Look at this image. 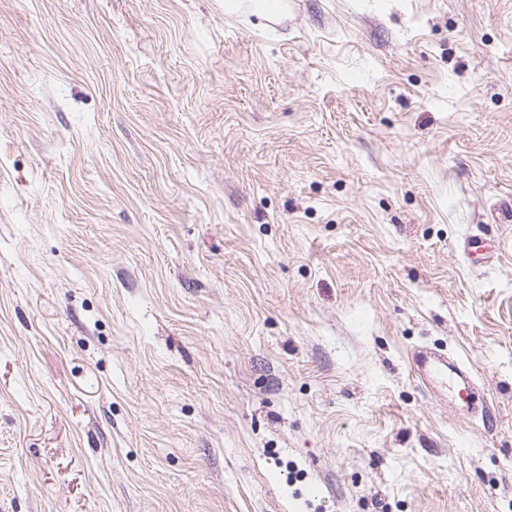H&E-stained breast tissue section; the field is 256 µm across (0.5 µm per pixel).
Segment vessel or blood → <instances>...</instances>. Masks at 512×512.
<instances>
[{
  "mask_svg": "<svg viewBox=\"0 0 512 512\" xmlns=\"http://www.w3.org/2000/svg\"><path fill=\"white\" fill-rule=\"evenodd\" d=\"M412 360L415 374L425 387L432 391L449 389L460 409H472L476 386L471 370L463 363L429 348L415 350Z\"/></svg>",
  "mask_w": 512,
  "mask_h": 512,
  "instance_id": "b4317fda",
  "label": "vessel or blood"
}]
</instances>
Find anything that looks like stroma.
<instances>
[{
	"mask_svg": "<svg viewBox=\"0 0 512 512\" xmlns=\"http://www.w3.org/2000/svg\"><path fill=\"white\" fill-rule=\"evenodd\" d=\"M287 3L0 0V512H512V0ZM412 360L415 374L425 387L432 391L449 388L460 409H472L476 386L471 370L463 363L429 348L415 350Z\"/></svg>",
	"mask_w": 512,
	"mask_h": 512,
	"instance_id": "stroma-1",
	"label": "stroma"
}]
</instances>
